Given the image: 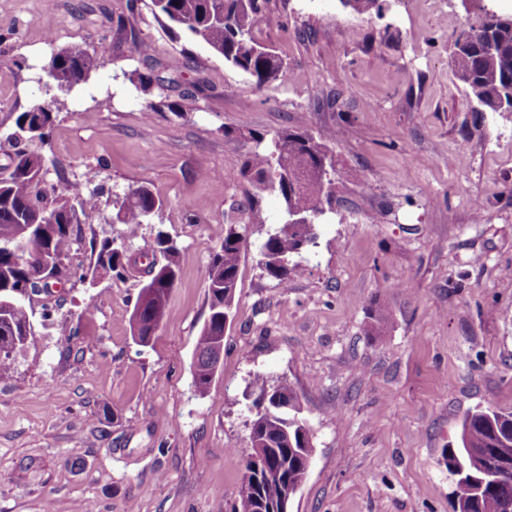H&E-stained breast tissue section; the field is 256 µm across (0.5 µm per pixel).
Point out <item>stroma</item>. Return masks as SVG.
Listing matches in <instances>:
<instances>
[{"mask_svg": "<svg viewBox=\"0 0 512 512\" xmlns=\"http://www.w3.org/2000/svg\"><path fill=\"white\" fill-rule=\"evenodd\" d=\"M388 2L360 15L339 0H264L252 35L288 77L260 87L175 39L150 0H0V163L18 113L49 102L43 188L92 171L101 200L75 225L56 288L24 300L32 334L0 377V512H232L258 374L292 384L312 436L290 512H454L443 449L467 411H512V113L468 96L452 51L512 0ZM59 46L108 64L60 91L42 72ZM146 68L161 80L147 96L127 78ZM150 100L179 111L146 113ZM228 127L333 136L345 178L287 283L260 266L279 199L239 177L251 145ZM140 184L164 202L155 222L113 223V198ZM231 224L248 245L202 396L194 346ZM160 231L179 277L143 347L131 329L141 268L93 285L80 274L91 240L136 254ZM374 309L386 325L369 336Z\"/></svg>", "mask_w": 512, "mask_h": 512, "instance_id": "35a3bbf8", "label": "stroma"}]
</instances>
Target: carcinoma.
<instances>
[{"mask_svg": "<svg viewBox=\"0 0 512 512\" xmlns=\"http://www.w3.org/2000/svg\"><path fill=\"white\" fill-rule=\"evenodd\" d=\"M154 17L172 34H184L206 44L224 62L237 68L262 86L286 77V67L278 54L259 43L252 30L259 19V0H150ZM386 0H340L358 14L379 13ZM494 42L497 51L487 49ZM512 57V17L495 12L485 13L483 23L463 31L455 43L456 77L468 95L493 112H512V65L504 56ZM104 60L94 54L69 47L53 50L47 66L48 81L70 91L86 81L90 72L103 66ZM130 83L148 94L159 78L153 71H136ZM54 125L53 110L48 104L20 113L15 128L7 136L15 147L9 161L0 168V376L11 369V353L25 344L31 334L28 312L22 302L27 290H35L32 281V255L51 260L50 273L60 274V264L71 249L73 226L98 208L99 196L86 190L84 183H64L52 188L59 198L54 206L46 203L42 183L44 158L30 149L29 143H46ZM255 142L240 168V176L262 191H271L281 200L279 227L268 234L260 247L261 264L272 278L282 283L299 270L293 258L301 244H316V225L325 215V203L336 194L344 172L339 161L322 142L292 129L280 131L270 142L251 130L224 129V135ZM299 170L303 186L295 189L284 178V171ZM114 224H149L162 209L163 201L147 186L131 188L112 200ZM309 218L312 224L306 238H301L291 217ZM239 226L226 228L224 241L215 253L208 275L210 314L197 337L194 351V383L198 393L205 394L217 372L215 359L224 340V311L233 308L241 255L246 237ZM95 260L82 273L93 280L104 274L120 278L131 266V255L124 244L115 240L91 242ZM153 261L157 269L147 267L153 275V292L141 288L132 319L139 320L141 330H157L165 314L169 294L175 283L167 277H178V250L163 234L156 238ZM296 399V393L285 380L272 385L263 374L251 382V394L262 395L270 388ZM286 422L278 415H264L256 422L257 434L277 448V457L288 458V482L256 481L243 476L238 486L233 512H259V501L274 504L287 490H295L305 482L308 472L299 459L300 450L312 447L305 424L295 414ZM504 455L512 458V412L476 409L465 414L461 423L460 446L442 450V463L455 477L454 512H492L493 502L504 495L512 496V484L497 485L487 474L473 469L476 459Z\"/></svg>", "mask_w": 512, "mask_h": 512, "instance_id": "carcinoma-1", "label": "carcinoma"}]
</instances>
